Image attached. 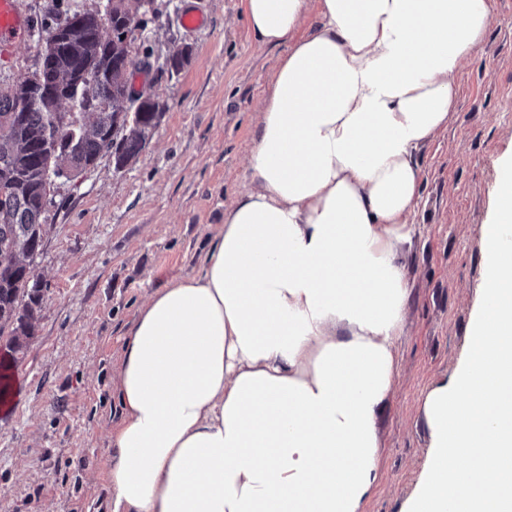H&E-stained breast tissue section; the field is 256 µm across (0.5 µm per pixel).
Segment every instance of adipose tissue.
Returning a JSON list of instances; mask_svg holds the SVG:
<instances>
[{"label":"adipose tissue","instance_id":"ef3b65f1","mask_svg":"<svg viewBox=\"0 0 512 512\" xmlns=\"http://www.w3.org/2000/svg\"><path fill=\"white\" fill-rule=\"evenodd\" d=\"M319 22L301 28L310 2ZM283 48L256 182L197 274L139 311L108 512H362L406 321L415 155L456 109L490 0H243Z\"/></svg>","mask_w":512,"mask_h":512}]
</instances>
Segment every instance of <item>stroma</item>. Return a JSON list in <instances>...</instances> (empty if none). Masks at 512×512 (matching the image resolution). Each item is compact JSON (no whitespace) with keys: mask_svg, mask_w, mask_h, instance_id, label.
I'll return each instance as SVG.
<instances>
[{"mask_svg":"<svg viewBox=\"0 0 512 512\" xmlns=\"http://www.w3.org/2000/svg\"><path fill=\"white\" fill-rule=\"evenodd\" d=\"M29 43L0 59V84L34 70L50 29L66 13L103 12L106 0H21ZM482 46L456 78L447 128L416 154L421 202L407 258L406 326L397 373L378 424L380 480L363 512H405L424 482L433 437L427 394L458 376L486 276L484 224L503 162L512 156V0H491ZM207 24L188 30L185 12ZM132 86L150 82L166 110L136 163L112 159L56 182L48 236L34 263L44 287L35 335L17 365L23 380L0 412V512H105L111 431L121 421L112 373L142 303L194 274L225 208L254 183L257 110L282 49L262 46L243 0H154L135 33ZM174 74L141 69L144 52Z\"/></svg>","mask_w":512,"mask_h":512,"instance_id":"obj_1","label":"stroma"}]
</instances>
